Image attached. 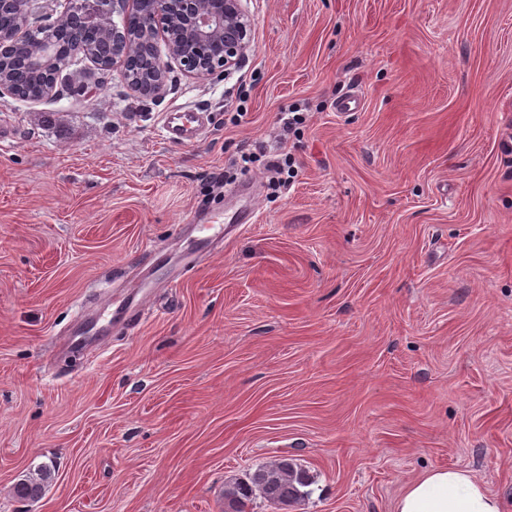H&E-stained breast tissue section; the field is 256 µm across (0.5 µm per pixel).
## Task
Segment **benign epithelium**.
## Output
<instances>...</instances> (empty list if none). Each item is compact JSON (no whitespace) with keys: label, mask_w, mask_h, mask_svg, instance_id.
I'll return each instance as SVG.
<instances>
[{"label":"benign epithelium","mask_w":512,"mask_h":512,"mask_svg":"<svg viewBox=\"0 0 512 512\" xmlns=\"http://www.w3.org/2000/svg\"><path fill=\"white\" fill-rule=\"evenodd\" d=\"M66 5V26L73 33L98 27L115 13L124 15L127 26L112 30V51L101 58L108 70L118 69L124 78L127 61L136 57L142 46L153 47L164 38L167 55L151 50L140 81H127L142 98L160 95L175 65L190 76L210 75L235 65L252 47V20L242 0H209L205 10L199 8V0H67ZM31 6L32 0H0V7L20 20L14 28L0 31V97H18L9 80L15 60L29 69L49 97L56 93L64 69L85 59L94 64L101 60L97 51L79 39L71 41L68 57L62 58L49 23L41 26L37 47L19 52L27 39Z\"/></svg>","instance_id":"benign-epithelium-1"}]
</instances>
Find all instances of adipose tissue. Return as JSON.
Wrapping results in <instances>:
<instances>
[{
  "label": "adipose tissue",
  "instance_id": "1",
  "mask_svg": "<svg viewBox=\"0 0 512 512\" xmlns=\"http://www.w3.org/2000/svg\"><path fill=\"white\" fill-rule=\"evenodd\" d=\"M395 512H503V505L471 471L437 468L407 484Z\"/></svg>",
  "mask_w": 512,
  "mask_h": 512
}]
</instances>
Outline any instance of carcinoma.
<instances>
[{"label":"carcinoma","instance_id":"cac0c4a2","mask_svg":"<svg viewBox=\"0 0 512 512\" xmlns=\"http://www.w3.org/2000/svg\"><path fill=\"white\" fill-rule=\"evenodd\" d=\"M13 80L31 97L41 95V89L26 71L15 72ZM54 469L44 464L36 472L17 482L14 495L21 501L41 498L53 479ZM305 471L294 460L281 456L258 465L243 477L233 476L224 483V505L231 512H248L258 497L277 512H290L309 495Z\"/></svg>","mask_w":512,"mask_h":512}]
</instances>
